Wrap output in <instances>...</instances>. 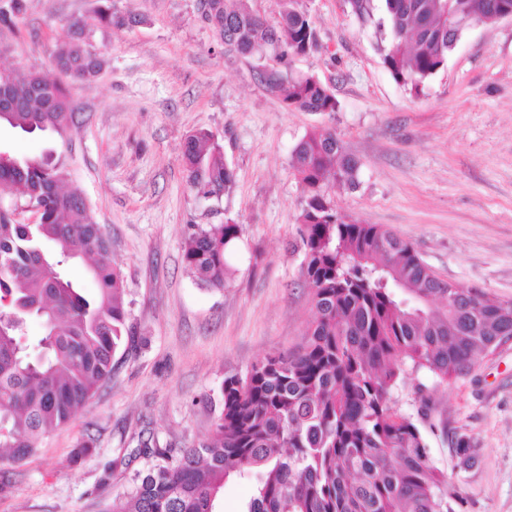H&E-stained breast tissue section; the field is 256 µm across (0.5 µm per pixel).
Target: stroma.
Here are the masks:
<instances>
[{
    "mask_svg": "<svg viewBox=\"0 0 512 512\" xmlns=\"http://www.w3.org/2000/svg\"><path fill=\"white\" fill-rule=\"evenodd\" d=\"M0 24V80L19 70L58 78L54 55L69 23L98 0H22ZM129 27H93L100 73L71 87L73 124L22 136L0 128L18 156L53 152L112 239L134 346H119L112 378L23 465L0 464V512H104L147 460L139 441L177 456L209 438L226 376L295 349L314 316L296 249L302 190L292 150L329 129L358 164L356 188H335L337 210L409 242L441 278L512 302V21L465 31L420 93L385 68L375 22L349 0H296L319 47L275 64L230 49L202 16L201 0H112ZM312 74L335 94V112L288 108L270 71ZM211 130L234 170L221 198L188 184L182 148ZM233 221L240 238L224 289L201 287L183 261L194 227ZM434 467L460 495L455 512H512V344L476 372L438 383L406 371L397 408L420 415ZM467 434L479 462L461 471L450 433ZM93 447L71 457L83 441Z\"/></svg>",
    "mask_w": 512,
    "mask_h": 512,
    "instance_id": "1",
    "label": "stroma"
}]
</instances>
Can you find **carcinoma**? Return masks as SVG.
<instances>
[{"instance_id":"cac0c4a2","label":"carcinoma","mask_w":512,"mask_h":512,"mask_svg":"<svg viewBox=\"0 0 512 512\" xmlns=\"http://www.w3.org/2000/svg\"><path fill=\"white\" fill-rule=\"evenodd\" d=\"M249 0H203L205 19L224 43L243 54L279 60L318 49L309 14L295 0H278V19L255 14ZM440 0H381L388 30L383 63L414 93L440 70L456 28L441 18ZM512 0H451L461 16H497ZM142 22L101 0L94 15L70 25L54 63L61 80L20 70L0 82L17 103L0 112V126L19 133H62L73 123L67 81L90 80L103 60L90 52L87 28ZM286 85L284 102L306 112H336L339 102L313 75L268 76ZM182 160L190 187L220 198L234 183L212 132L200 129L185 143ZM292 165L305 193L300 215L303 274L315 309L303 343L224 378L222 410L211 439L179 456L161 455L141 442L137 452L161 456L135 475L106 512H215L230 474L255 472L246 512H453L459 500L448 476L429 460L426 438L390 393L405 364L447 383L471 375L512 338V302H491L478 288L438 277L413 248L376 224L346 222L328 189L358 185V162L336 134L310 131L294 148ZM50 153L9 155L0 163V463L22 465L42 439L84 408L112 373V358L129 335L121 272L112 244L94 220L80 188H66ZM31 205L37 221L17 219ZM239 225L199 227L184 249L198 284L222 289L227 256ZM87 260L95 288L86 292L68 276ZM42 329L31 345L28 323ZM457 467L477 459L470 438L451 439Z\"/></svg>"}]
</instances>
